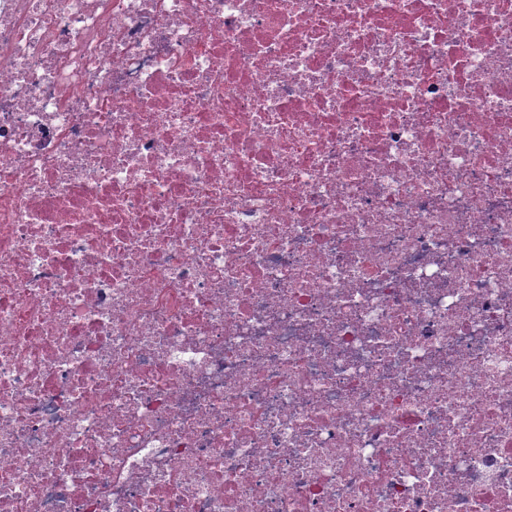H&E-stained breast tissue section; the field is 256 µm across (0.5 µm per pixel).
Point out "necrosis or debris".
I'll use <instances>...</instances> for the list:
<instances>
[{"label": "necrosis or debris", "instance_id": "4bbe7bcc", "mask_svg": "<svg viewBox=\"0 0 512 512\" xmlns=\"http://www.w3.org/2000/svg\"><path fill=\"white\" fill-rule=\"evenodd\" d=\"M0 512H512V0H0Z\"/></svg>", "mask_w": 512, "mask_h": 512}]
</instances>
